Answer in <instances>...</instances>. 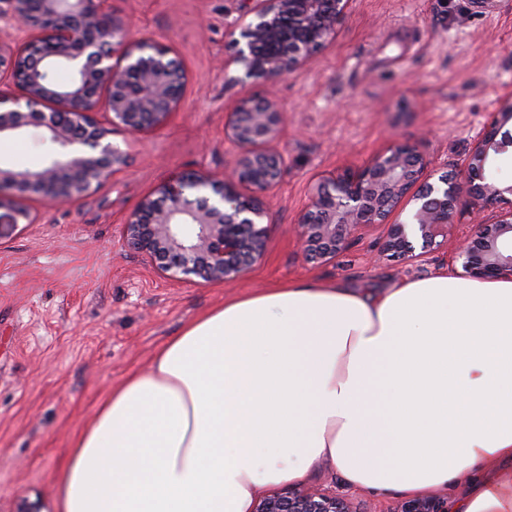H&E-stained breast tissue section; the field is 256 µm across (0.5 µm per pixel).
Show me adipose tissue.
<instances>
[{
  "instance_id": "ef3b65f1",
  "label": "adipose tissue",
  "mask_w": 512,
  "mask_h": 512,
  "mask_svg": "<svg viewBox=\"0 0 512 512\" xmlns=\"http://www.w3.org/2000/svg\"><path fill=\"white\" fill-rule=\"evenodd\" d=\"M322 463L357 491L512 512V279L228 299L113 384L45 512H253Z\"/></svg>"
}]
</instances>
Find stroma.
<instances>
[{
    "mask_svg": "<svg viewBox=\"0 0 512 512\" xmlns=\"http://www.w3.org/2000/svg\"><path fill=\"white\" fill-rule=\"evenodd\" d=\"M136 39L170 48L187 73L180 112L112 142L128 155L91 195L24 204L38 220L0 234V512H41L71 442L112 384L148 367L154 352L225 299L296 280L382 289L448 266L476 222L460 198L447 242L407 262L382 253L386 227L368 224L334 262L298 254L295 221L325 172L362 166L394 141L418 145L427 178L462 162L512 91V0H350L334 41L273 88L284 110L276 148L287 161L268 195L266 253L244 279L178 283L129 244L124 222L160 184L190 169L223 173L237 158L227 112L264 94L221 66L250 0H111ZM466 23H458V13ZM52 145L43 128L0 141V164L39 168ZM333 490L353 512H396L403 498L349 489L327 464L302 482Z\"/></svg>",
    "mask_w": 512,
    "mask_h": 512,
    "instance_id": "1",
    "label": "stroma"
}]
</instances>
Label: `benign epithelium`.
<instances>
[{"label":"benign epithelium","instance_id":"1","mask_svg":"<svg viewBox=\"0 0 512 512\" xmlns=\"http://www.w3.org/2000/svg\"><path fill=\"white\" fill-rule=\"evenodd\" d=\"M349 0H253L250 20L237 23L239 38L224 70L241 69L244 79L271 87L309 64L336 39ZM0 23L23 33L0 37V139L36 124L60 149L62 159L17 171L0 166V233L33 224L29 210L3 193L38 194L60 203L93 192L126 154L109 141L122 129L136 137L181 110L187 76L171 50L130 36L109 0H0ZM73 72L61 88L51 68ZM111 115L110 125L97 114ZM283 111L270 92L244 97L228 112L224 140L239 149L234 167L217 176L190 170L161 183L124 222L129 243L164 277L181 283L241 280L267 248V193L285 168L274 145ZM512 155V92L479 135L470 155L435 182L425 178L429 161L410 142L396 141L363 166L328 172L313 187L299 214L298 241L308 263L330 262L344 252L358 229L387 225L384 251L398 261L419 257L448 238L457 200L470 197L481 214L497 204L509 209L492 222L472 225L456 251L473 278H512V184L491 174L493 163ZM421 253H416V250ZM254 512H352L334 492L301 488L274 491ZM400 512H448V501L412 498Z\"/></svg>","mask_w":512,"mask_h":512}]
</instances>
